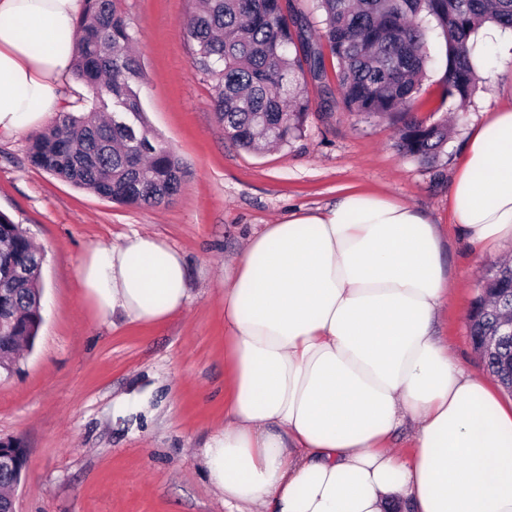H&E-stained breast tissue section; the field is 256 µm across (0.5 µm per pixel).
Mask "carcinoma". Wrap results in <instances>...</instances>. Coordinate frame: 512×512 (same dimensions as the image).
<instances>
[{
  "instance_id": "carcinoma-1",
  "label": "carcinoma",
  "mask_w": 512,
  "mask_h": 512,
  "mask_svg": "<svg viewBox=\"0 0 512 512\" xmlns=\"http://www.w3.org/2000/svg\"><path fill=\"white\" fill-rule=\"evenodd\" d=\"M76 31L73 77L89 95L85 111H63L47 132L30 139V162L57 178L115 203L160 206L176 194L182 167L145 120L143 79L133 37L118 0H85ZM321 29L295 5L279 0H202L187 37L192 65L215 82L213 107L224 135L258 151L301 135L311 112L305 76L319 80L324 49L336 58L341 102L351 112L397 119V148L422 164L435 163L450 139L448 120L427 124L412 115L422 79L434 63L432 36L445 44L442 98L471 100L478 89L472 58L481 29L512 31V0H312ZM43 254L23 229L0 214V369L13 368L18 346L33 345L42 323ZM470 315L478 345L496 334L494 306L512 309V265L501 262L480 280ZM512 343L483 359L489 376L512 389ZM13 465L0 466V512L19 485L26 449L13 445Z\"/></svg>"
}]
</instances>
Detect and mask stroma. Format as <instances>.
<instances>
[{"instance_id":"1","label":"stroma","mask_w":512,"mask_h":512,"mask_svg":"<svg viewBox=\"0 0 512 512\" xmlns=\"http://www.w3.org/2000/svg\"><path fill=\"white\" fill-rule=\"evenodd\" d=\"M144 72L142 110L179 159L183 178L157 207L122 205L34 167L30 135H0V213L42 248V324L32 348L0 373V440L21 442L26 473L17 512H225L200 460L224 424V278L251 234L296 210L335 203L350 190L388 196L439 226L452 292L437 335L468 372L483 375L468 337V312L495 260L453 222L449 196L473 129L512 105V48L484 42L488 78L432 165L396 147L391 120L348 111L336 59L322 81L306 80L312 103L302 135L261 153L224 135L215 88L191 64L186 25L196 0H119ZM415 104L425 122L458 112L441 100L445 46ZM139 231L185 261L189 300L157 325L97 318L77 283L87 250Z\"/></svg>"}]
</instances>
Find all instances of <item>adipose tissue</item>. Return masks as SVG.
<instances>
[{
    "instance_id": "obj_1",
    "label": "adipose tissue",
    "mask_w": 512,
    "mask_h": 512,
    "mask_svg": "<svg viewBox=\"0 0 512 512\" xmlns=\"http://www.w3.org/2000/svg\"><path fill=\"white\" fill-rule=\"evenodd\" d=\"M83 0H0V132L58 112ZM472 244L512 239V108L466 144L449 197ZM437 225L346 192L266 224L224 288V426L201 451L228 512H512V403L434 336L448 293ZM78 283L101 315L161 323L186 266L138 232L93 248ZM414 423L411 449L391 438Z\"/></svg>"
}]
</instances>
